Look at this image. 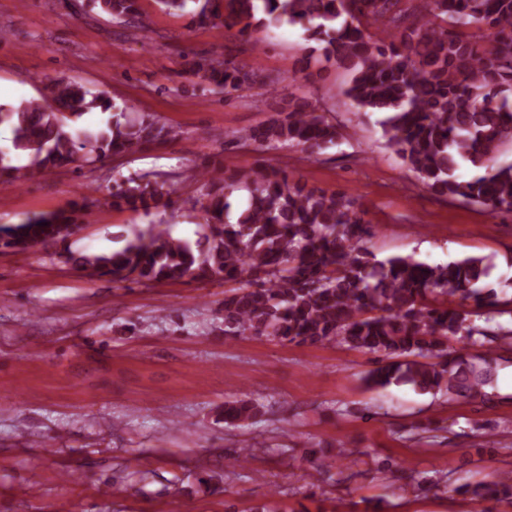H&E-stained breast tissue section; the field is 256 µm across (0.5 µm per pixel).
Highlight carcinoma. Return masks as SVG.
Returning a JSON list of instances; mask_svg holds the SVG:
<instances>
[{
	"label": "carcinoma",
	"instance_id": "carcinoma-1",
	"mask_svg": "<svg viewBox=\"0 0 512 512\" xmlns=\"http://www.w3.org/2000/svg\"><path fill=\"white\" fill-rule=\"evenodd\" d=\"M201 25L224 23L248 36L287 22L328 61L347 69L344 96L365 112H383L385 145L431 192L492 211H512V162L499 160L512 144V0H418L413 12L402 0H156L181 11L187 2ZM138 0H98L122 22ZM387 39L376 41L370 28ZM191 74L229 94L261 82L250 70L217 58L192 63ZM110 101L64 78L49 95L0 105V125L11 128L12 147L25 164H10L0 150V170L33 179L79 161L134 154L178 132L149 115L116 118L95 130L74 127L89 112L106 113ZM338 126L306 98L286 105L265 124L239 135L260 151L303 146L313 153L336 144ZM464 165L482 170L472 178ZM211 189L197 200L208 233L206 248L193 250L170 235L139 234L120 250L70 252L66 262L91 278L114 283L197 282L224 277V335L245 332L297 344L336 343L382 358L370 371L379 387L407 382L423 392L474 398L495 386L496 369L459 353L448 357L453 338L472 345L512 340V328L490 327L512 307V298L485 290L484 259L466 257L430 265L408 257L377 260L367 242L374 225L344 194L327 195L276 170L238 182L246 204L235 219L224 194L223 174H203ZM165 183L145 176L112 186V207L139 212L176 204ZM80 228L76 211H59L0 225V250L54 246ZM472 303V310L453 307ZM484 321L480 325L471 316ZM259 406L239 399L224 403V423L244 427ZM488 501H512V475L463 488Z\"/></svg>",
	"mask_w": 512,
	"mask_h": 512
}]
</instances>
